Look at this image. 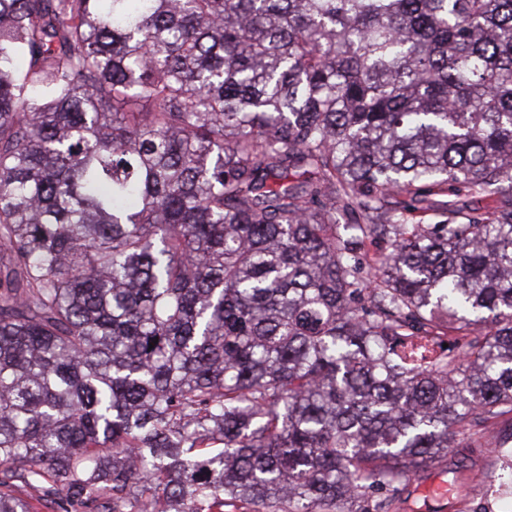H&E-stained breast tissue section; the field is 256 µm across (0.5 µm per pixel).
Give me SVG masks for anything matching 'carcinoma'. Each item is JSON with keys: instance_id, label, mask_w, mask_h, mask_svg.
Masks as SVG:
<instances>
[{"instance_id": "cac0c4a2", "label": "carcinoma", "mask_w": 512, "mask_h": 512, "mask_svg": "<svg viewBox=\"0 0 512 512\" xmlns=\"http://www.w3.org/2000/svg\"><path fill=\"white\" fill-rule=\"evenodd\" d=\"M506 414L512 0H0V512H390Z\"/></svg>"}]
</instances>
